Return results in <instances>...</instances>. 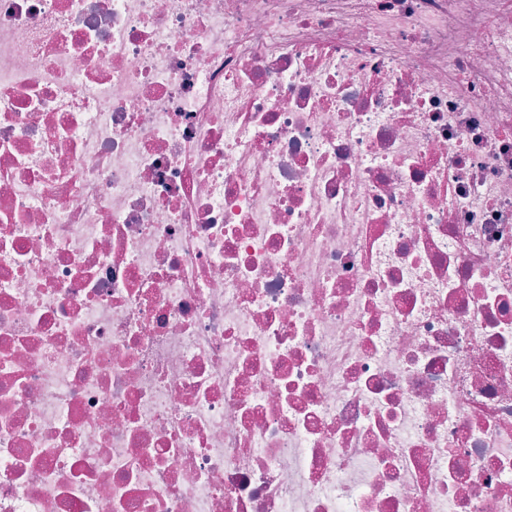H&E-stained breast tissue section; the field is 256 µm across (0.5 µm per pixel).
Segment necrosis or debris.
I'll list each match as a JSON object with an SVG mask.
<instances>
[{
	"mask_svg": "<svg viewBox=\"0 0 512 512\" xmlns=\"http://www.w3.org/2000/svg\"><path fill=\"white\" fill-rule=\"evenodd\" d=\"M0 512H512V0H0Z\"/></svg>",
	"mask_w": 512,
	"mask_h": 512,
	"instance_id": "1",
	"label": "necrosis or debris"
}]
</instances>
